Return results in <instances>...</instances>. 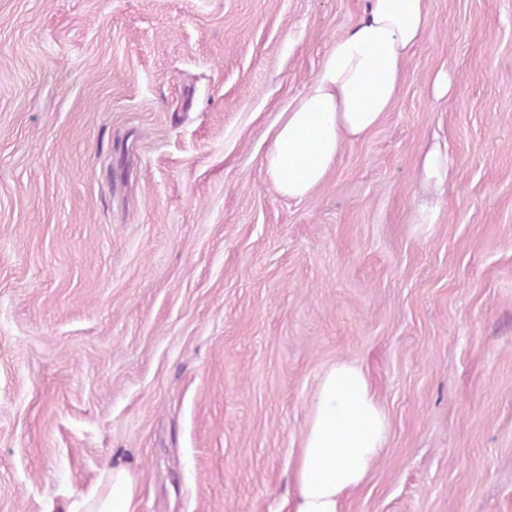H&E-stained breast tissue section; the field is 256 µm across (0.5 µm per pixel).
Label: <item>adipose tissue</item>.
I'll return each instance as SVG.
<instances>
[{"label": "adipose tissue", "instance_id": "adipose-tissue-1", "mask_svg": "<svg viewBox=\"0 0 512 512\" xmlns=\"http://www.w3.org/2000/svg\"><path fill=\"white\" fill-rule=\"evenodd\" d=\"M432 24L428 0H368L354 26L334 39L320 68L283 112L265 166L277 191L303 198L321 185L343 149L388 116L406 64ZM389 419L363 367L330 366L302 436L292 481L293 512H341L367 478L388 437ZM138 477L115 462L67 512H135Z\"/></svg>", "mask_w": 512, "mask_h": 512}]
</instances>
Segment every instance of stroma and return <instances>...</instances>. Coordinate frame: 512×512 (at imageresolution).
I'll return each mask as SVG.
<instances>
[{
	"label": "stroma",
	"mask_w": 512,
	"mask_h": 512,
	"mask_svg": "<svg viewBox=\"0 0 512 512\" xmlns=\"http://www.w3.org/2000/svg\"><path fill=\"white\" fill-rule=\"evenodd\" d=\"M366 5L0 0V512H65L117 458L136 512H290L342 360L390 420L344 512H512V0H429L309 196L264 167ZM448 174V156H442L437 150L429 151L423 158L422 174L428 184L439 187Z\"/></svg>",
	"instance_id": "35a3bbf8"
}]
</instances>
